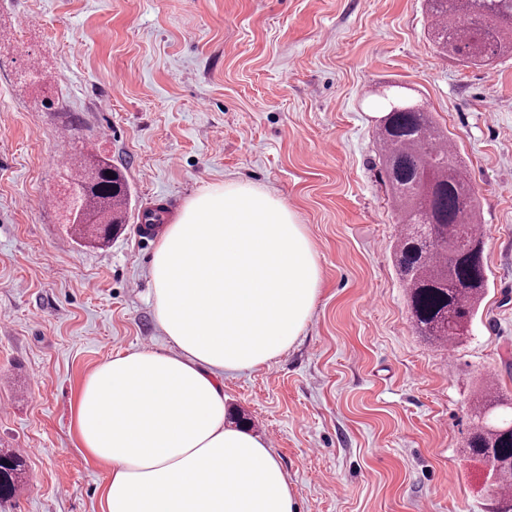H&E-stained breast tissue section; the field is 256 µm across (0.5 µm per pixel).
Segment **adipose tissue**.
<instances>
[{"label": "adipose tissue", "mask_w": 512, "mask_h": 512, "mask_svg": "<svg viewBox=\"0 0 512 512\" xmlns=\"http://www.w3.org/2000/svg\"><path fill=\"white\" fill-rule=\"evenodd\" d=\"M151 278L166 350L102 363L73 404L76 442L106 468L102 512H296L273 448L225 426L222 376L294 344L320 287L287 206L248 183L204 188L168 225Z\"/></svg>", "instance_id": "obj_1"}]
</instances>
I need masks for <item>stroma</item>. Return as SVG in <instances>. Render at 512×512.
<instances>
[{"label":"stroma","mask_w":512,"mask_h":512,"mask_svg":"<svg viewBox=\"0 0 512 512\" xmlns=\"http://www.w3.org/2000/svg\"><path fill=\"white\" fill-rule=\"evenodd\" d=\"M395 84L447 130L488 226L450 362L393 265L375 131ZM61 149L124 173L109 242L67 224ZM227 181L283 200L320 267L295 344L224 377L226 426L272 444L297 512H512L463 456L484 379L512 396V56H442L424 0H0V450L24 464L0 512H101L74 397L116 353L169 345L137 227Z\"/></svg>","instance_id":"35a3bbf8"}]
</instances>
